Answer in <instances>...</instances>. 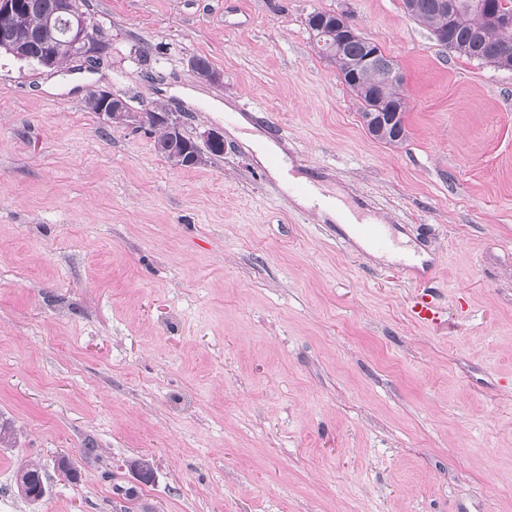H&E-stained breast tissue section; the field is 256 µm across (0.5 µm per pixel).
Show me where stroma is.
<instances>
[{
    "instance_id": "1",
    "label": "stroma",
    "mask_w": 512,
    "mask_h": 512,
    "mask_svg": "<svg viewBox=\"0 0 512 512\" xmlns=\"http://www.w3.org/2000/svg\"><path fill=\"white\" fill-rule=\"evenodd\" d=\"M85 10L97 69L0 52V512H124L130 488L147 512H512V71L442 47L402 0ZM315 10L399 67L403 143L365 130ZM92 85L223 133V157L172 167L153 131L85 110ZM241 116L418 269L297 206L229 134ZM26 465L42 501L15 484ZM336 29H338L341 33L342 39L345 38H355L358 37V29L354 26V24L351 22L350 18L347 15H342L339 13H336V28H331L330 31L324 30L322 32V36L320 37L319 32L314 33L313 40L315 41L316 48L318 52L326 58H329V53L332 52V48L336 45V53L339 48L338 44L336 43ZM330 42L329 45H327V42ZM321 42L323 45H321ZM330 47H332L330 49Z\"/></svg>"
}]
</instances>
